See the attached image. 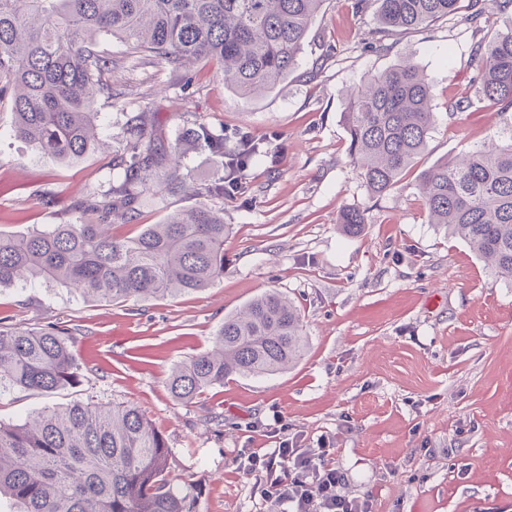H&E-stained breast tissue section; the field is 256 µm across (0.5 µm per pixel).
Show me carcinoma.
Returning a JSON list of instances; mask_svg holds the SVG:
<instances>
[{"label":"carcinoma","instance_id":"carcinoma-1","mask_svg":"<svg viewBox=\"0 0 512 512\" xmlns=\"http://www.w3.org/2000/svg\"><path fill=\"white\" fill-rule=\"evenodd\" d=\"M325 0H0V100L9 99L14 135L38 152L77 163L99 148L95 112L109 91L112 58L96 50L100 35L124 40L176 69L206 59L220 65L239 94L267 92L288 76ZM375 34L427 26L456 13L460 0H373ZM505 12L512 0H471ZM476 95L512 108V25L485 35ZM432 85L403 58L351 91L344 112L349 156L369 191L383 195L424 152L434 128ZM129 139L113 168L118 183L82 201L98 223L83 219L26 234L0 231V287L37 280L108 303L197 292L224 274V211L205 198L224 193V179L197 189L195 207L171 212L117 237L112 223L133 220L154 187L174 194L180 143L224 158V138L196 123L167 145L131 118ZM170 165L156 184V168ZM428 222L464 241L504 280L512 281V124L455 160L420 174ZM339 224L358 235L366 224L344 208ZM301 314L288 297L266 292L224 316L212 349L176 366L173 397L190 403L237 377L282 373L302 356ZM81 382L66 329L28 327L0 318V392L53 393ZM165 436L136 407L73 403L47 408L29 422H0V497L16 512H197L190 483L171 477Z\"/></svg>","mask_w":512,"mask_h":512}]
</instances>
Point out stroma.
I'll list each match as a JSON object with an SVG mask.
<instances>
[{
    "instance_id": "obj_1",
    "label": "stroma",
    "mask_w": 512,
    "mask_h": 512,
    "mask_svg": "<svg viewBox=\"0 0 512 512\" xmlns=\"http://www.w3.org/2000/svg\"><path fill=\"white\" fill-rule=\"evenodd\" d=\"M374 4L325 0L295 69L272 91L245 97L216 64L191 73L100 40L112 58L111 93L96 104L102 145L66 165L12 132L0 102V230L19 233L79 219L78 205L112 185L126 123L153 115L166 143L184 121L234 145L251 132L278 148L253 157L245 192L210 197L223 209L224 274L201 291L157 301L98 302L45 283L0 288V317L66 328L82 382L51 395L0 393V421L20 423L73 401L137 406L166 437L171 474L199 492V512H270L260 473L237 457L275 447L282 433L306 444L329 437L346 475L343 495L371 512H512V283L495 279L470 247L429 224L420 173L512 123L476 101L472 47L512 12L471 20L470 0L448 19L391 34L370 48ZM413 59L434 87V130L418 163L384 195L354 168L342 113L347 90ZM462 97L472 107L453 111ZM189 185L216 182V157L184 148ZM363 211L355 236L338 215ZM301 311L306 347L287 371L238 378L192 403L168 388L173 367L210 350L226 314L271 291Z\"/></svg>"
}]
</instances>
